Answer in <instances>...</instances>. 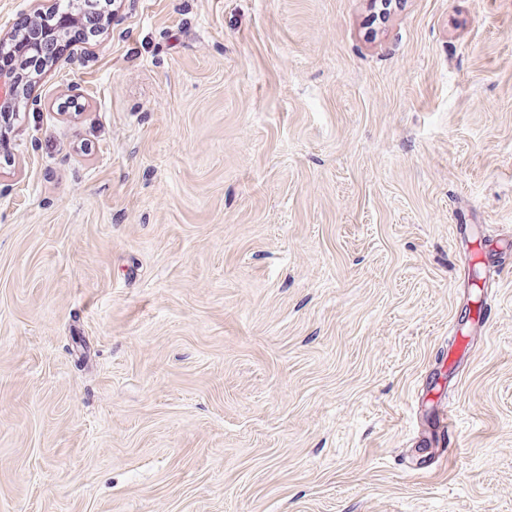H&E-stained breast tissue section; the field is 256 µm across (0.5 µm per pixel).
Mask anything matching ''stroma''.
<instances>
[{
    "mask_svg": "<svg viewBox=\"0 0 512 512\" xmlns=\"http://www.w3.org/2000/svg\"><path fill=\"white\" fill-rule=\"evenodd\" d=\"M8 141L0 512H512V0H114Z\"/></svg>",
    "mask_w": 512,
    "mask_h": 512,
    "instance_id": "1",
    "label": "stroma"
}]
</instances>
